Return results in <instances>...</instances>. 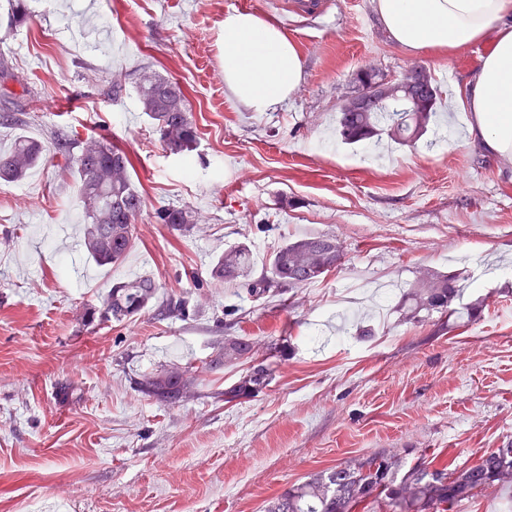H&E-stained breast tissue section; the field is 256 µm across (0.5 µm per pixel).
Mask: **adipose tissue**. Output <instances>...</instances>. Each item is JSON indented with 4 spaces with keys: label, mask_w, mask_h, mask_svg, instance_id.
Returning <instances> with one entry per match:
<instances>
[{
    "label": "adipose tissue",
    "mask_w": 512,
    "mask_h": 512,
    "mask_svg": "<svg viewBox=\"0 0 512 512\" xmlns=\"http://www.w3.org/2000/svg\"><path fill=\"white\" fill-rule=\"evenodd\" d=\"M394 43L412 54L449 55L487 44L461 111L469 133L489 152L512 158V0H373ZM296 45L271 18L252 11L224 17V86L252 112L285 102L301 86Z\"/></svg>",
    "instance_id": "obj_1"
}]
</instances>
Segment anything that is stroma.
<instances>
[{"label": "stroma", "mask_w": 512, "mask_h": 512, "mask_svg": "<svg viewBox=\"0 0 512 512\" xmlns=\"http://www.w3.org/2000/svg\"><path fill=\"white\" fill-rule=\"evenodd\" d=\"M0 0V150L38 139L48 160L0 181V512H266L284 489L358 457L426 448L474 463L512 440V159L472 145L450 111L483 44L410 56L372 0ZM276 21L304 61L299 90L249 112L224 87V17ZM429 69L441 89L427 133L348 145L343 96L371 66L382 78ZM150 70L180 82L199 138L166 153L137 102ZM122 92L113 95V82ZM104 136L129 154L143 198L134 246L101 267L80 242L78 186L56 134ZM187 206L189 232L157 213ZM336 236L341 265L319 282L258 299L213 286L225 248L256 269L288 240ZM461 274L458 312L405 323L397 305L419 269ZM150 275L187 302L181 319L146 309L87 326L113 282ZM487 306L477 321L461 307ZM374 336H357L358 325ZM286 346L257 396L225 403L242 364L209 366L225 337ZM195 363L183 402L138 392L141 375Z\"/></svg>", "instance_id": "obj_1"}]
</instances>
